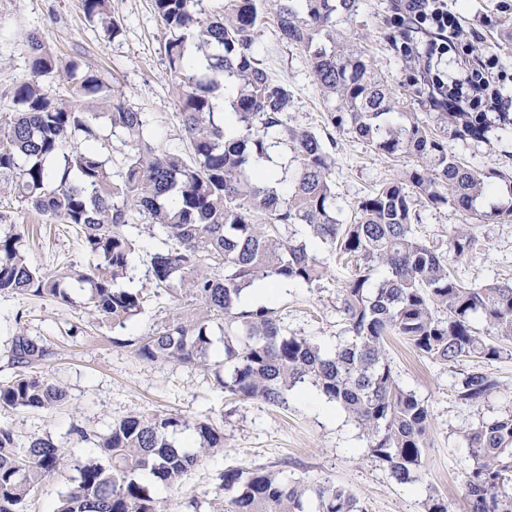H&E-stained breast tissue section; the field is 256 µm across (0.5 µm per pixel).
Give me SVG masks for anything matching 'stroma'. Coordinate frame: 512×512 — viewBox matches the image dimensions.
<instances>
[{"instance_id":"obj_1","label":"stroma","mask_w":512,"mask_h":512,"mask_svg":"<svg viewBox=\"0 0 512 512\" xmlns=\"http://www.w3.org/2000/svg\"><path fill=\"white\" fill-rule=\"evenodd\" d=\"M110 9L123 27L115 39L86 18L81 0H0V114L10 110L9 89L29 74L27 38L35 34L61 58L77 59L83 68L99 72L127 107L149 116L154 142L184 153L178 95L152 0H110ZM448 9L462 15L468 41L497 56L512 72V41L500 36L512 28V0H448ZM395 12V0H358L352 16H337L336 38L357 45L375 73L398 93L406 65L384 39L385 21ZM254 48L269 76L287 83L292 93L289 126L311 129L325 140L335 159L336 217L351 223L359 201L382 183L404 179L415 159L379 155L352 135L328 127L327 107L305 51L282 43L273 21L261 27ZM451 146L472 168H512V126L493 128L484 141L455 139ZM413 207L419 215L416 235L439 250H447L453 225H469L475 233L476 250L454 264L465 282L512 281V220L480 221L449 206L430 207L418 198ZM0 214L21 225L23 249L32 267L54 271L88 264L74 229L44 222L13 194H0ZM309 248L327 263V277L311 288L289 285L267 305L281 315L288 332L331 347L345 330L338 290L354 276L355 266L339 261L320 242L310 241ZM185 310L181 300L153 296L123 329L101 322L80 294L69 304L0 293V381L15 374L6 353L13 336L24 329L54 351L52 359L34 367V374L68 394L62 406L50 411L0 407V422L23 439L51 436L75 458L96 455L92 436L106 434L112 421L131 414H174L221 427L223 448L205 456L177 489L153 486L163 512H213L221 496L220 476L228 467L282 472L314 487L341 486L357 497L364 512H424L423 501L431 489L448 499L454 512H469L463 495L469 463L463 435L481 420L512 415V356L491 366L500 383L497 394L486 404L469 406L457 400L456 384L473 370L472 359L438 365L419 357L402 337L386 338L394 372L406 389L425 401L432 418L422 478L400 484L369 455L365 439L344 411L316 391H291L283 406L243 400L225 392L215 371L151 363L126 347V340L152 332L174 312ZM76 476L74 467L65 466L46 477L31 491L25 512H53Z\"/></svg>"}]
</instances>
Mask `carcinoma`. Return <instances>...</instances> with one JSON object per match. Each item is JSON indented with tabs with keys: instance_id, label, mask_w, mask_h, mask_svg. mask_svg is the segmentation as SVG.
<instances>
[{
	"instance_id": "obj_1",
	"label": "carcinoma",
	"mask_w": 512,
	"mask_h": 512,
	"mask_svg": "<svg viewBox=\"0 0 512 512\" xmlns=\"http://www.w3.org/2000/svg\"><path fill=\"white\" fill-rule=\"evenodd\" d=\"M279 38L308 53L324 101L327 124L354 135L388 157L411 156L418 165L406 181L382 183L358 205L353 222L332 214L335 159L307 129L288 126V85L270 78L255 51V30L268 14ZM357 0H223L211 14L203 0H153L166 36L167 67L179 91L182 131L192 162L150 141L144 112L125 106L99 75L75 60L62 61L40 38L29 41L30 76L9 92L11 115L0 116V191L12 192L52 223L82 234L94 263L41 272L22 250L17 225L0 231V292L72 302L75 290L99 318L125 327L143 309L144 281L173 298L191 297L195 312L176 316L154 332L128 341L147 361L207 367L213 328L223 336L221 385L243 399L281 405L295 388L315 390L341 407L366 439L369 454L399 483L421 479L430 410L403 388L385 354L384 340L401 336L422 356L448 365L462 357L479 366L457 385L463 403L490 399L499 388L485 364L512 350V283H465L443 255L419 239L408 187L431 207L451 206L481 219L512 218V201L480 210L494 180L511 183L508 170L478 171L448 148V137L400 109V98L377 78L360 51L336 44V14L351 15ZM87 18L110 37L122 26L109 16V0H82ZM387 39L409 70L408 95L430 104L457 139L485 140L495 125H512L511 112H456L435 96L411 37L393 19ZM65 76L67 95L53 96L45 82ZM237 125L229 138L216 100L226 85ZM126 136L122 180L112 179L98 119ZM78 143L72 151L66 145ZM286 147L291 164L266 172L255 162ZM291 182L282 191L278 185ZM147 219L166 249L139 272L127 229ZM305 226L321 243L360 261L359 272L339 289L347 336L332 348L287 335L276 312L240 308L241 293L258 282L307 287L327 273L304 241L281 228ZM475 237L468 226L448 233V252L462 259ZM485 324L487 336L477 325ZM52 355L23 332L13 336L14 377L0 381V407L51 410L66 391L27 370ZM468 442L465 472L470 512H512V415L480 422ZM224 447V432L173 414L130 415L112 422L96 444L99 456L76 465L77 484L53 512H160L141 475L177 487L203 456ZM68 460L49 437L19 439L0 423V512H24L31 490ZM227 499L217 512H363L340 487H310L270 471L224 470ZM425 512H453L431 490Z\"/></svg>"
}]
</instances>
